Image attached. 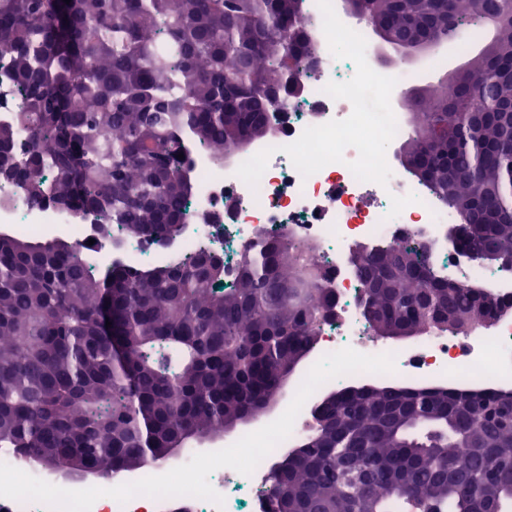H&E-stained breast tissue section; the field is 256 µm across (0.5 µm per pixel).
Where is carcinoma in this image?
<instances>
[{"label":"carcinoma","instance_id":"carcinoma-1","mask_svg":"<svg viewBox=\"0 0 512 512\" xmlns=\"http://www.w3.org/2000/svg\"><path fill=\"white\" fill-rule=\"evenodd\" d=\"M301 0H0V78L18 106L0 122L20 200L67 203L107 234L183 235L197 184L193 150L222 160L271 137V113L312 54L280 36ZM400 34L448 10L494 26L512 62L507 0H353ZM163 73L166 80L155 75ZM485 90L512 100V75ZM406 150L428 148L426 188L471 224L459 243L479 267L512 271V112L468 119L448 98H416ZM117 129L119 136H111ZM184 158H179L178 154ZM357 266L363 314L380 335L417 325L465 334L492 315L484 293L435 274L408 243ZM83 246L0 232V448L36 455L79 487L118 468L185 459L227 423L261 414L276 379L318 338L334 288L314 246L280 236L224 262L204 246L160 271L93 273ZM448 316L447 326L435 314ZM111 326H106V322ZM274 466L271 512H512V395L343 385ZM454 448L467 449L459 457Z\"/></svg>","mask_w":512,"mask_h":512}]
</instances>
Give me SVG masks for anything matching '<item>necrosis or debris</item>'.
I'll return each mask as SVG.
<instances>
[{
  "label": "necrosis or debris",
  "instance_id": "1",
  "mask_svg": "<svg viewBox=\"0 0 512 512\" xmlns=\"http://www.w3.org/2000/svg\"><path fill=\"white\" fill-rule=\"evenodd\" d=\"M303 13L314 20L308 30L313 62L300 77L306 90L274 113L271 138L224 164L197 163L200 190L187 203L189 227L172 245L125 239L101 257L141 272L201 243L223 258L231 277L236 255L247 246L293 235L316 246L335 288V314L321 326L320 354L349 347L379 355L386 348L370 342L363 289L350 263L353 248L412 243L428 253L444 279L457 257L448 239L455 218L383 151L406 133L397 92L412 80L411 67L372 65L368 30L347 25L334 0H304ZM95 222L90 215L74 224L37 217L32 209H19L11 184H0V223L19 232L63 233L85 246ZM457 281L485 288L512 307V273L466 267ZM394 354L393 375L405 382L495 391L512 383V318L498 319L475 337L430 336ZM278 457L270 452L248 476L229 467L215 470L209 482L223 505L192 497L190 512H268V475Z\"/></svg>",
  "mask_w": 512,
  "mask_h": 512
}]
</instances>
